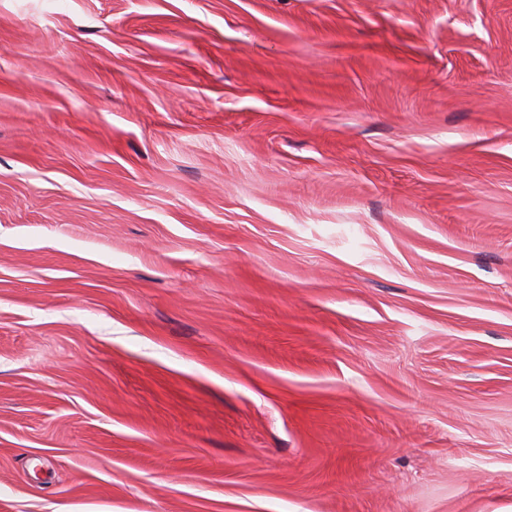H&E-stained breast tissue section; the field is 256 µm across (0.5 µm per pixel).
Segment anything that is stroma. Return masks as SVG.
<instances>
[{
  "mask_svg": "<svg viewBox=\"0 0 512 512\" xmlns=\"http://www.w3.org/2000/svg\"><path fill=\"white\" fill-rule=\"evenodd\" d=\"M0 512H512V0H0Z\"/></svg>",
  "mask_w": 512,
  "mask_h": 512,
  "instance_id": "1",
  "label": "stroma"
}]
</instances>
